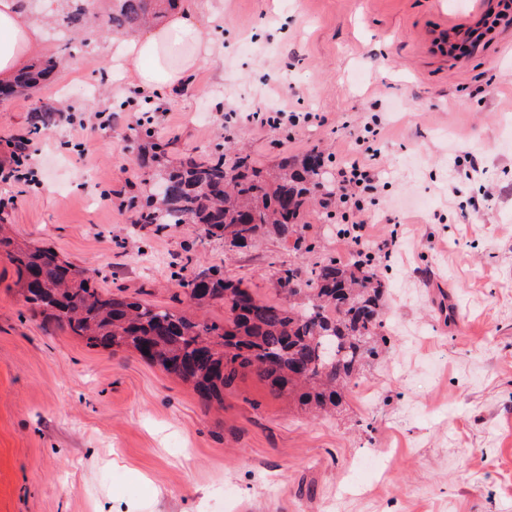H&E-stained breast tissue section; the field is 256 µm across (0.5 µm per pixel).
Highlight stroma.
<instances>
[{
    "label": "stroma",
    "instance_id": "35a3bbf8",
    "mask_svg": "<svg viewBox=\"0 0 512 512\" xmlns=\"http://www.w3.org/2000/svg\"><path fill=\"white\" fill-rule=\"evenodd\" d=\"M192 2L212 55L179 86L114 78L112 37L96 33L69 40L52 83L0 102V165L27 137L39 179L0 183V224L100 288L159 303L183 267L276 302L277 263L305 272L362 252L388 282V349L331 414L272 395L249 368L217 408L137 353L29 311L0 255V512H512V0ZM39 101L56 115L33 134ZM284 107L308 121L253 118ZM143 108L151 134L136 146ZM374 115L370 216L392 253L339 238L341 217L320 210L295 254L272 235L231 251L181 224L159 231L127 205L147 195L151 143L174 166L242 145L270 173L315 147L333 175Z\"/></svg>",
    "mask_w": 512,
    "mask_h": 512
}]
</instances>
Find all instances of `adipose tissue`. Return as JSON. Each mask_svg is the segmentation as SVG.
Wrapping results in <instances>:
<instances>
[{"label": "adipose tissue", "mask_w": 512, "mask_h": 512, "mask_svg": "<svg viewBox=\"0 0 512 512\" xmlns=\"http://www.w3.org/2000/svg\"><path fill=\"white\" fill-rule=\"evenodd\" d=\"M201 28L198 10L176 5L163 23L133 36L113 37L112 60L118 71L135 74L145 88H170L201 69L211 56ZM42 44L41 28L19 9L17 0H0V84H10Z\"/></svg>", "instance_id": "adipose-tissue-1"}]
</instances>
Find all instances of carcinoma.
Segmentation results:
<instances>
[{
	"label": "carcinoma",
	"mask_w": 512,
	"mask_h": 512,
	"mask_svg": "<svg viewBox=\"0 0 512 512\" xmlns=\"http://www.w3.org/2000/svg\"><path fill=\"white\" fill-rule=\"evenodd\" d=\"M60 33L127 34L164 17L179 0H56ZM63 66L55 53L22 68L13 82L0 85V100L29 95L51 81ZM55 109L43 102L28 117L35 131L47 126ZM156 189L140 210L138 223L164 229L190 224L218 240L228 235L259 237L274 232L302 250L311 207L326 208L336 182L313 147L285 157L270 175L247 152L232 157L169 166L155 151ZM16 266L24 303L60 327L103 350L135 351L168 375L193 386L205 401H223L239 370L253 368L277 396H298L319 409L336 408L348 381L386 344L381 301L388 285L366 263L324 257L310 276L281 265L278 303L255 298L240 281L218 269L178 275L179 304L220 301L224 321L199 322L176 307L135 299L123 291L95 287L91 272L60 258L51 246L29 248L7 236L0 224V252Z\"/></svg>",
	"instance_id": "1"
}]
</instances>
